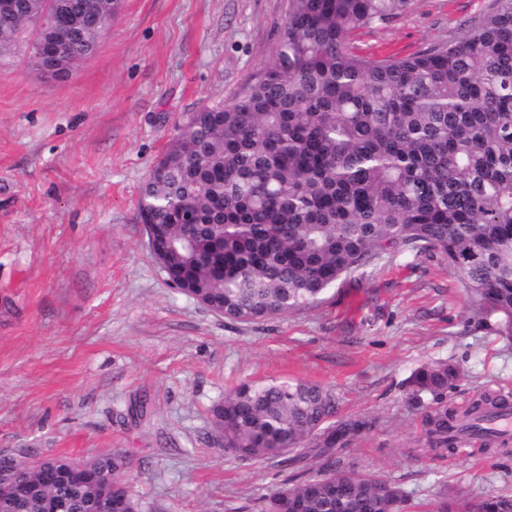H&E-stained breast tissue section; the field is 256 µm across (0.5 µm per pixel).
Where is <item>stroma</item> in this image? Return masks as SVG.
<instances>
[{
    "label": "stroma",
    "instance_id": "35a3bbf8",
    "mask_svg": "<svg viewBox=\"0 0 512 512\" xmlns=\"http://www.w3.org/2000/svg\"><path fill=\"white\" fill-rule=\"evenodd\" d=\"M287 0H124L97 50L51 79L18 53L0 67V453L89 459L121 451L140 512H258L327 465L235 458L212 409L243 381L331 390L366 428L342 466L398 488L403 512L463 494L512 495V453L420 444L431 360L464 377L467 406L512 391V341L481 324L457 275L415 249L384 252L312 306L239 323L171 288L137 218L139 190L176 125L229 102L262 65ZM493 0H410L357 31L354 52L407 57L461 37ZM147 400L145 413L131 406Z\"/></svg>",
    "mask_w": 512,
    "mask_h": 512
}]
</instances>
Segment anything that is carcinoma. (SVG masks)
Here are the masks:
<instances>
[{
	"instance_id": "carcinoma-1",
	"label": "carcinoma",
	"mask_w": 512,
	"mask_h": 512,
	"mask_svg": "<svg viewBox=\"0 0 512 512\" xmlns=\"http://www.w3.org/2000/svg\"><path fill=\"white\" fill-rule=\"evenodd\" d=\"M0 12V58L26 53L38 26L30 0ZM81 26L55 64L64 75L103 31L68 0ZM409 0H287L284 25L262 67L228 103L187 115L140 191L142 221L188 292L253 321L302 309L345 273L381 252L413 248L452 268L474 311L512 339V0L459 40L406 58L352 51V34L401 14ZM460 374L446 360L412 375L431 396L422 437L454 451L467 437L504 442L489 422L512 405L484 395L462 417L446 398ZM224 448L243 460L291 455L314 441L331 457L362 429L337 421L336 397L310 381L242 382L214 410ZM126 457L99 455L82 476L62 457L17 472L25 489L10 512H139L122 479ZM400 491L354 467L295 480L264 499L263 512H393ZM430 512H512V498L457 496Z\"/></svg>"
}]
</instances>
